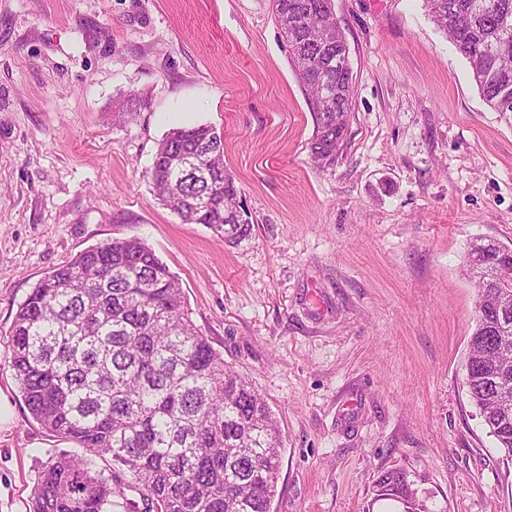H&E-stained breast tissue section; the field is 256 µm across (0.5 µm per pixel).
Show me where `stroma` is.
Wrapping results in <instances>:
<instances>
[{
    "label": "stroma",
    "mask_w": 512,
    "mask_h": 512,
    "mask_svg": "<svg viewBox=\"0 0 512 512\" xmlns=\"http://www.w3.org/2000/svg\"><path fill=\"white\" fill-rule=\"evenodd\" d=\"M353 72L347 148L315 127L272 0H0V512H29L67 446L8 360L45 273L144 240L283 436L272 512H387L404 469L429 512H512V468L463 385L474 237L512 246V116L484 102L425 0H333ZM211 125L251 214L235 246L183 223L145 172ZM374 503L378 501H399L404 512H429L412 488L408 475L401 468H394L382 473L375 484Z\"/></svg>",
    "instance_id": "1"
}]
</instances>
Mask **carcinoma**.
Masks as SVG:
<instances>
[{"instance_id": "cac0c4a2", "label": "carcinoma", "mask_w": 512, "mask_h": 512, "mask_svg": "<svg viewBox=\"0 0 512 512\" xmlns=\"http://www.w3.org/2000/svg\"><path fill=\"white\" fill-rule=\"evenodd\" d=\"M426 5L487 105L512 114V0ZM273 10L315 118L311 155L333 167L354 89L351 69L336 66L347 44L331 0H273ZM149 178L182 221L206 225L226 244L251 234L215 127L171 129ZM505 265L511 246L467 251L465 266L479 281L463 385L512 463V403L499 398L512 389V296L493 292ZM9 352L32 418L77 445L41 463L30 512H112L117 497L127 512H270L283 448L278 422L197 329L178 280L142 240L114 238L46 273L17 309ZM375 487L368 512L384 500L428 512L401 468Z\"/></svg>"}]
</instances>
